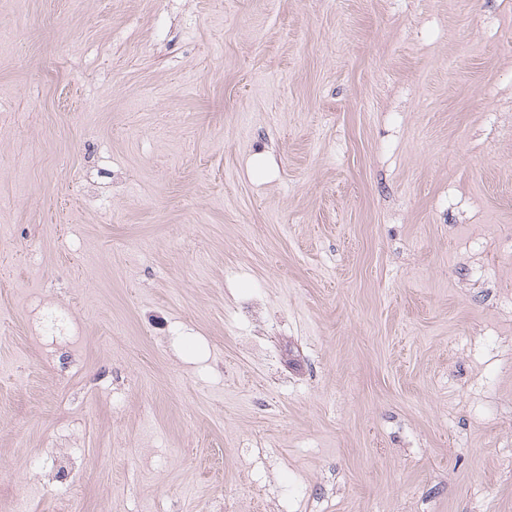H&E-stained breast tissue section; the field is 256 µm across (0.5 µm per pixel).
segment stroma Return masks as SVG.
I'll use <instances>...</instances> for the list:
<instances>
[{"label":"stroma","mask_w":512,"mask_h":512,"mask_svg":"<svg viewBox=\"0 0 512 512\" xmlns=\"http://www.w3.org/2000/svg\"><path fill=\"white\" fill-rule=\"evenodd\" d=\"M0 28V512H512V0Z\"/></svg>","instance_id":"obj_1"}]
</instances>
